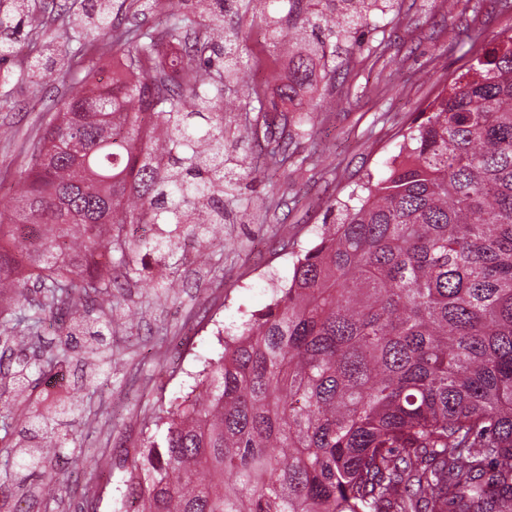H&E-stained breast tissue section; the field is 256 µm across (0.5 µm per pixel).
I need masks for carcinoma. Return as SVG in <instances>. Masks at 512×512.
<instances>
[{
    "label": "carcinoma",
    "mask_w": 512,
    "mask_h": 512,
    "mask_svg": "<svg viewBox=\"0 0 512 512\" xmlns=\"http://www.w3.org/2000/svg\"><path fill=\"white\" fill-rule=\"evenodd\" d=\"M94 37L112 38L122 74L86 71L33 144L20 205L0 211V293L12 320L58 327L55 368L95 337L88 305L112 302V268L137 273L143 250L176 268L180 243L134 236L139 224H188L206 236L256 178L237 169L248 138L224 113L264 107L243 82L244 38L224 19L249 9L301 45L279 97L296 103L313 61L364 26L381 0H194L210 37L175 17L165 37L185 45L170 84L155 66L159 39L115 31L109 0H89ZM27 0H0L9 32L0 59L24 40L29 75L43 74ZM64 50L59 72L82 66ZM203 62L199 68L194 60ZM403 135L389 175L361 187L297 257L291 287L224 340L199 371L197 394L154 423L164 445L134 449L123 505L132 512H512V35L485 49ZM34 282L41 299L28 300ZM14 385L29 383L30 352ZM78 401L33 416L0 496L64 483L49 449L81 441Z\"/></svg>",
    "instance_id": "cac0c4a2"
}]
</instances>
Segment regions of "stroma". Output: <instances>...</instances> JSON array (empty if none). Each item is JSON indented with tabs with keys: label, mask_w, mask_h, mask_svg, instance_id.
<instances>
[{
	"label": "stroma",
	"mask_w": 512,
	"mask_h": 512,
	"mask_svg": "<svg viewBox=\"0 0 512 512\" xmlns=\"http://www.w3.org/2000/svg\"><path fill=\"white\" fill-rule=\"evenodd\" d=\"M189 0H126L122 24L163 32L168 18L191 12ZM248 34L245 79L267 98L288 80V47L273 46L260 18L235 16ZM490 41L512 34V0H394L393 9L336 46L335 70L316 64L303 98L312 112H237L233 131L272 136L288 152L285 167L261 170L255 192L237 204L240 223L212 225L203 245L179 253V277L168 283L155 257L141 253L138 273L112 291V309L98 328L112 348L100 365L75 419L93 466L69 468L75 451L51 452L65 471L56 499L36 497L25 512H119L130 469L126 449L149 438L163 442L165 428H145L144 417L182 402L207 362L224 350V330L238 327L270 302L268 276L288 279L297 256L318 240L336 206L367 177L386 176L402 136L437 93L472 62L478 47L461 42L463 30ZM0 202L14 203L29 145L69 93L68 82L34 83L20 57L0 62ZM77 359L63 368L31 370L30 384L0 407V482L11 473V450L31 412L46 413L85 381Z\"/></svg>",
	"instance_id": "1"
}]
</instances>
